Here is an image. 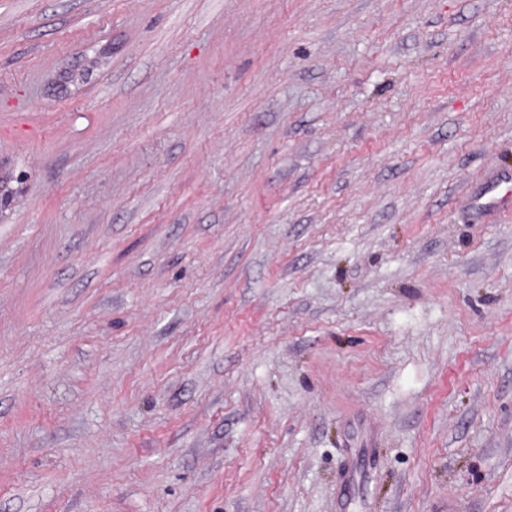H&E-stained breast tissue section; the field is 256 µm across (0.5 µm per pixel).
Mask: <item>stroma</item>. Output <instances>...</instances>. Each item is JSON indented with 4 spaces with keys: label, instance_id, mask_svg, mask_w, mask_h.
<instances>
[{
    "label": "stroma",
    "instance_id": "1",
    "mask_svg": "<svg viewBox=\"0 0 512 512\" xmlns=\"http://www.w3.org/2000/svg\"><path fill=\"white\" fill-rule=\"evenodd\" d=\"M512 0H0V512H512ZM467 201L479 218L512 211V169L503 168L487 175Z\"/></svg>",
    "mask_w": 512,
    "mask_h": 512
}]
</instances>
